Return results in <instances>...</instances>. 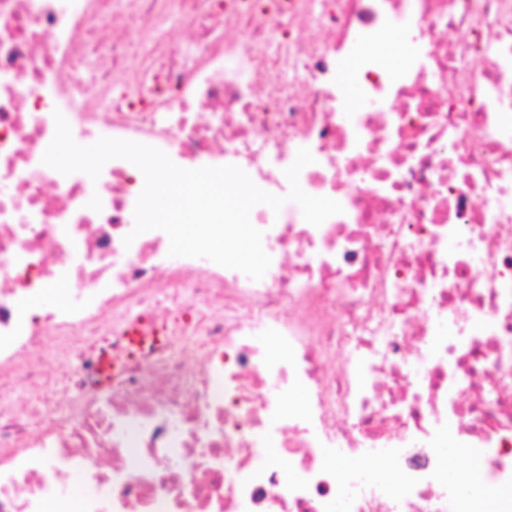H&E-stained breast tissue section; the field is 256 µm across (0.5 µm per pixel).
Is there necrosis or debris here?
I'll list each match as a JSON object with an SVG mask.
<instances>
[{"label":"necrosis or debris","mask_w":512,"mask_h":512,"mask_svg":"<svg viewBox=\"0 0 512 512\" xmlns=\"http://www.w3.org/2000/svg\"><path fill=\"white\" fill-rule=\"evenodd\" d=\"M58 111L285 197L263 278L124 244L142 186L45 165ZM49 504L512 512V0H0V512Z\"/></svg>","instance_id":"4bbe7bcc"}]
</instances>
